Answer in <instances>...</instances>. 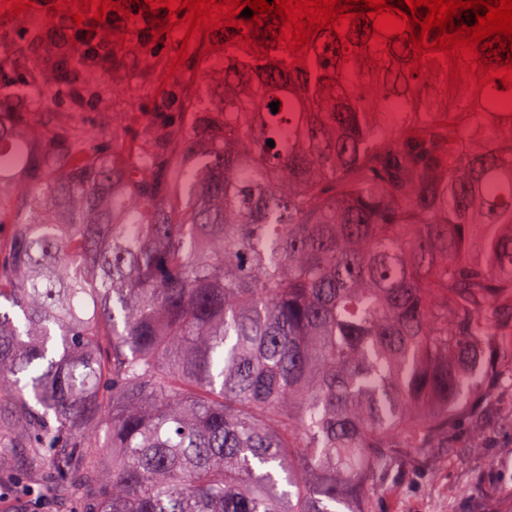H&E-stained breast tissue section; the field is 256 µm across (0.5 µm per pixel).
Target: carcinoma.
I'll use <instances>...</instances> for the list:
<instances>
[{
    "label": "carcinoma",
    "instance_id": "cac0c4a2",
    "mask_svg": "<svg viewBox=\"0 0 512 512\" xmlns=\"http://www.w3.org/2000/svg\"><path fill=\"white\" fill-rule=\"evenodd\" d=\"M274 19L210 31L149 143L0 112L29 148L0 167V449L81 512H379L512 385L500 80L419 76L367 17L287 52Z\"/></svg>",
    "mask_w": 512,
    "mask_h": 512
}]
</instances>
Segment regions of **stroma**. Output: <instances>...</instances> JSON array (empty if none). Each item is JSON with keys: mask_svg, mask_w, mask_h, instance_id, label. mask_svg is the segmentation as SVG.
Segmentation results:
<instances>
[{"mask_svg": "<svg viewBox=\"0 0 512 512\" xmlns=\"http://www.w3.org/2000/svg\"><path fill=\"white\" fill-rule=\"evenodd\" d=\"M0 0V112L23 113L27 123L76 126L92 145L142 141L159 123H178L186 95H200L208 62L191 47L187 60L165 36L166 9L143 11L128 37L105 38L93 66L79 65L72 0H34L14 14ZM483 437L474 441L468 419H460L447 449L429 448L416 470L377 492L381 512H512V387L487 401ZM22 449L0 453V512H51L41 490L21 495L27 480Z\"/></svg>", "mask_w": 512, "mask_h": 512, "instance_id": "stroma-1", "label": "stroma"}]
</instances>
